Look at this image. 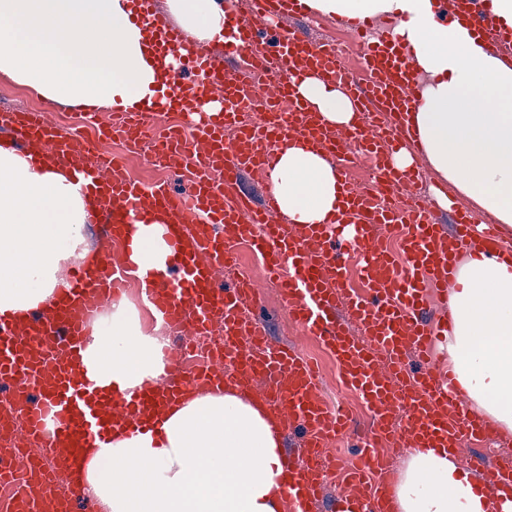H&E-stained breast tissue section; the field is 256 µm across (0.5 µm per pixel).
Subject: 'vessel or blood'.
Returning a JSON list of instances; mask_svg holds the SVG:
<instances>
[{"label":"vessel or blood","instance_id":"b4317fda","mask_svg":"<svg viewBox=\"0 0 512 512\" xmlns=\"http://www.w3.org/2000/svg\"><path fill=\"white\" fill-rule=\"evenodd\" d=\"M136 2L133 23L152 30L162 50L179 51L187 41L183 30L154 0ZM474 3L441 0L440 7L463 17L483 36L488 52L512 62V31L496 28L489 7ZM308 11L307 0H249L246 13L225 20L223 53L195 51L182 57L178 69L161 67L156 111L113 104L135 147L145 132L157 130L158 111L189 119V140L171 126L158 130L160 148L152 155L153 162L179 168L191 184L188 197L174 195L163 182L131 179L120 159L103 156L82 134L49 125L45 112L0 114V127L11 134L8 147L23 155L37 148L69 167L74 181L95 198L98 222L108 227L99 261L75 264L55 305L24 323L0 318V390L8 391L12 408L24 418L16 430L1 417L0 431L9 432L16 446L42 448L54 468L76 470L84 465L85 449L106 441L111 430H151L153 413L168 402L230 384L273 411L297 442L281 461L288 477L285 512H316L324 498L326 445L345 433L351 419L329 405L313 364L298 347L272 342L256 311L254 280L240 276L220 284L245 243L262 257L265 277L277 285L293 320L336 359L344 385L371 413L370 430L355 443L351 489L337 498L336 512H397V474L387 449L402 455L446 445L459 451L496 434L491 421L462 410L453 369L434 370L432 351L454 320L452 246L494 250L499 227L474 223L459 209L453 228H446L427 199L398 210L380 206L381 194L415 180L414 174L395 172L391 160L396 149L418 142L403 121L411 103L410 61L386 35L368 44L366 75L355 77L332 46L291 25V18ZM232 54L242 57L243 70L229 67ZM308 72L342 86L373 126L347 131L324 125L295 90ZM259 100L266 105L265 123L225 140L236 113ZM295 138L335 163L342 192L334 223L284 225L274 193L257 205L242 188V173L270 174ZM359 152L376 157L373 187L353 186L346 175ZM155 216L164 219L166 257L141 270L132 255ZM354 254L362 260L360 291L347 285ZM128 270L137 271L144 299L162 323L191 336L222 327L211 365L187 369L180 348L173 347L164 354L161 385L130 394L99 387L95 370L82 360L86 313L118 295L117 277ZM401 411L407 417L399 426ZM469 465L487 495L512 482L511 469L482 456L471 457ZM4 481L22 490L15 512H75L80 499L74 486L64 494L48 485L29 487L27 469L14 468L0 454Z\"/></svg>","mask_w":512,"mask_h":512}]
</instances>
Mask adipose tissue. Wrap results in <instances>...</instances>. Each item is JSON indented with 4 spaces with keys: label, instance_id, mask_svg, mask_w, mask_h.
Masks as SVG:
<instances>
[{
    "label": "adipose tissue",
    "instance_id": "adipose-tissue-1",
    "mask_svg": "<svg viewBox=\"0 0 512 512\" xmlns=\"http://www.w3.org/2000/svg\"><path fill=\"white\" fill-rule=\"evenodd\" d=\"M191 46L224 37L217 0H168ZM342 18L390 16L415 72L407 121L433 170L479 210L512 227V65L490 55L462 21L441 22L438 0H309ZM131 0H0V73L51 101L141 106L159 63ZM299 95L334 127L356 121L345 90L307 74ZM282 213L322 224L339 186L323 153L294 141L270 175ZM95 207L69 171L41 156L0 148V316L17 322L52 303L71 258L87 260L84 230ZM448 357L475 410L512 433V258L460 259ZM163 344L145 334L123 300L93 327L83 353L103 384L133 391L164 374ZM282 434L266 409L227 387L170 406L153 430L115 432L86 449L76 474L104 512H280ZM401 512H512V497L479 493L440 448L413 450L400 467Z\"/></svg>",
    "mask_w": 512,
    "mask_h": 512
}]
</instances>
